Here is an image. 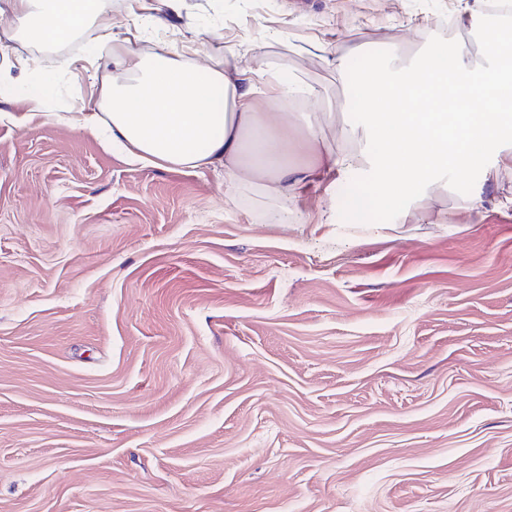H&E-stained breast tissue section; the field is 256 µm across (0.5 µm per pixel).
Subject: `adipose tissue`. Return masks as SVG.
Segmentation results:
<instances>
[{
    "label": "adipose tissue",
    "instance_id": "ef3b65f1",
    "mask_svg": "<svg viewBox=\"0 0 512 512\" xmlns=\"http://www.w3.org/2000/svg\"><path fill=\"white\" fill-rule=\"evenodd\" d=\"M18 28L49 44L71 39L101 23L106 0H8ZM99 57L112 78L85 112L56 113L60 122L78 120L89 131L106 128L114 143L137 161L187 169H223L225 183L246 176L264 179L274 196H292L308 183L360 163L378 174L375 209L397 213L401 223L423 222L405 200L447 172L483 168L490 146L512 129V28L490 27L483 60L462 40L433 47L422 59L397 66L377 59L359 68L323 46L322 60L345 74L360 111L372 114L375 149L337 152L321 125L308 124L289 139L284 110L299 98L314 99L316 87L284 82L277 72H239L228 79L220 67H202L166 47L150 53L106 36ZM314 162L299 164L297 150Z\"/></svg>",
    "mask_w": 512,
    "mask_h": 512
}]
</instances>
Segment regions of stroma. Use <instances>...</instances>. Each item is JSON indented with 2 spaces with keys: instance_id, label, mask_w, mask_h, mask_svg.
Returning a JSON list of instances; mask_svg holds the SVG:
<instances>
[{
  "instance_id": "1",
  "label": "stroma",
  "mask_w": 512,
  "mask_h": 512,
  "mask_svg": "<svg viewBox=\"0 0 512 512\" xmlns=\"http://www.w3.org/2000/svg\"><path fill=\"white\" fill-rule=\"evenodd\" d=\"M5 4L0 512H512V137L485 168L427 186L421 224L351 215L340 187L378 192L360 165L269 201L54 121L107 78L98 32L36 45ZM460 7L108 0L107 13L136 50L317 86L295 113L356 152L371 118L320 45L403 65L471 39L442 32ZM37 95L43 118L7 120Z\"/></svg>"
}]
</instances>
